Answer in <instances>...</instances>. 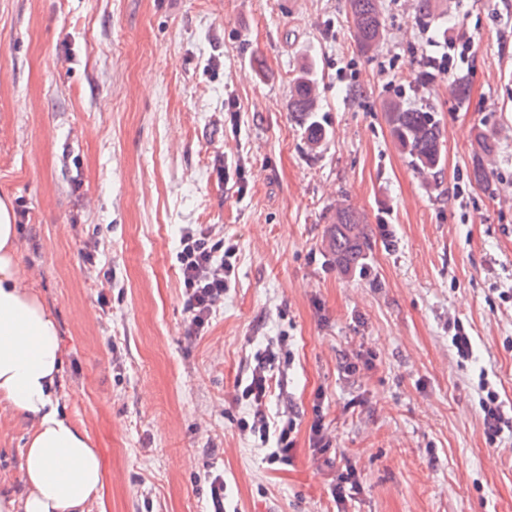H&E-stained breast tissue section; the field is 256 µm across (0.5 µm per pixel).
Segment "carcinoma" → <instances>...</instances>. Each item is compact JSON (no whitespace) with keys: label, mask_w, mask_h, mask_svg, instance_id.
<instances>
[{"label":"carcinoma","mask_w":512,"mask_h":512,"mask_svg":"<svg viewBox=\"0 0 512 512\" xmlns=\"http://www.w3.org/2000/svg\"><path fill=\"white\" fill-rule=\"evenodd\" d=\"M348 8L358 48L368 57L385 37L382 2L348 0ZM288 110L304 130L310 148L320 147L327 138V131L317 119L320 97L315 69L310 62L303 63L292 80ZM386 112L390 135L409 163L422 172H442L445 167L442 133L433 113L400 102L387 104ZM474 141L473 179L478 186L487 188L492 173L484 159L498 152V140L495 135L479 130ZM327 220V250L336 260V267L350 272L361 264L369 246L363 220L356 210L345 204L332 208Z\"/></svg>","instance_id":"cac0c4a2"}]
</instances>
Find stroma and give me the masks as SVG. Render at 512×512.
<instances>
[{
	"label": "stroma",
	"mask_w": 512,
	"mask_h": 512,
	"mask_svg": "<svg viewBox=\"0 0 512 512\" xmlns=\"http://www.w3.org/2000/svg\"><path fill=\"white\" fill-rule=\"evenodd\" d=\"M446 7L424 25L412 0H383L366 57L346 0H0V195L29 213L22 263L58 320L59 402L101 455L105 512H206L216 474L234 512H512V429L488 440L479 387L512 407V0ZM447 29L473 39L465 101L421 81ZM305 61L328 132L315 150L288 110ZM399 96L434 113L441 176L395 146ZM480 129L500 145L488 190L471 179ZM339 200L370 239L351 273L326 248ZM184 224L236 248L196 338ZM265 346L268 414L296 425L288 466L240 428ZM26 438L0 416L1 489L24 488ZM346 461L360 491L340 505Z\"/></svg>",
	"instance_id": "35a3bbf8"
}]
</instances>
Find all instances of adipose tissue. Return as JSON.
<instances>
[{
	"instance_id": "adipose-tissue-1",
	"label": "adipose tissue",
	"mask_w": 512,
	"mask_h": 512,
	"mask_svg": "<svg viewBox=\"0 0 512 512\" xmlns=\"http://www.w3.org/2000/svg\"><path fill=\"white\" fill-rule=\"evenodd\" d=\"M63 364L58 322L27 282L13 206L0 197V406L30 423L25 492L0 494V512H91L103 503L101 457L87 429L58 403Z\"/></svg>"
}]
</instances>
